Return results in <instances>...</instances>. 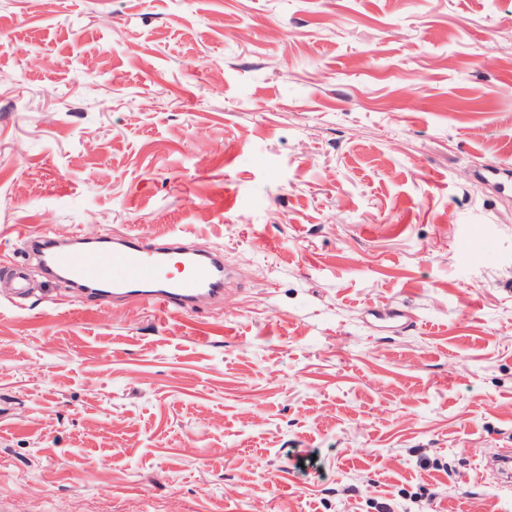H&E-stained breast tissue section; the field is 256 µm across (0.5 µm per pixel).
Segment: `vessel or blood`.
<instances>
[{
    "instance_id": "obj_1",
    "label": "vessel or blood",
    "mask_w": 512,
    "mask_h": 512,
    "mask_svg": "<svg viewBox=\"0 0 512 512\" xmlns=\"http://www.w3.org/2000/svg\"><path fill=\"white\" fill-rule=\"evenodd\" d=\"M18 241L22 260L12 267L16 296L26 292L27 262L34 259L71 282L92 286L94 295L131 298L146 309L187 313L224 298L228 269L222 253L178 234L151 240L127 235L116 246L106 238L92 260L83 250L57 247L44 230L20 234Z\"/></svg>"
}]
</instances>
